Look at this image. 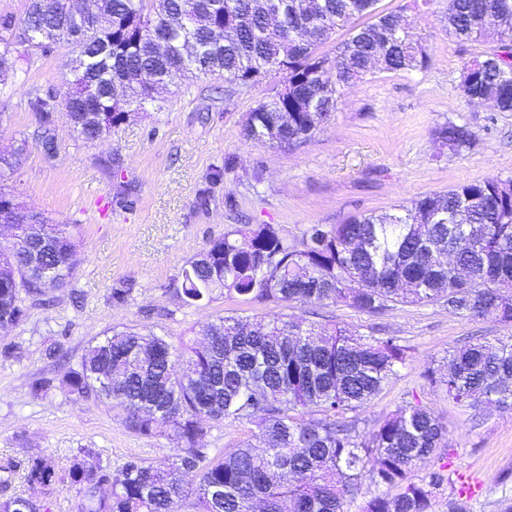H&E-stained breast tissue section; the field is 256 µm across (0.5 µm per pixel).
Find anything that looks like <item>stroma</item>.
<instances>
[{
    "instance_id": "stroma-1",
    "label": "stroma",
    "mask_w": 512,
    "mask_h": 512,
    "mask_svg": "<svg viewBox=\"0 0 512 512\" xmlns=\"http://www.w3.org/2000/svg\"><path fill=\"white\" fill-rule=\"evenodd\" d=\"M379 7L408 17L429 55L427 68L377 72L342 89L315 134L292 148L243 135L248 113L281 88L278 76L247 87L210 76L175 78L155 105L91 144L78 139L62 105L70 79L67 44L23 55L0 78V156L13 165L9 187L22 207L68 227L78 258L63 287L26 298L24 320L0 334V465H14L0 498L32 496L48 512H77L69 469L83 448L92 461L113 468L132 457L158 466L175 460L178 444L170 434H135L121 409L56 388L37 396L32 384L62 377L108 329L150 331L176 345L220 316L291 317L357 336L398 338L409 358L361 411L363 425L421 401L446 426L455 469L481 484L468 512H500V500L512 498V409L451 402L422 377L426 367H444L453 349L512 338V322L462 317L439 303L397 305L373 317L342 305L243 297L188 308L175 294L186 263L228 231L279 224L296 233L389 211L475 179L512 177V112L470 102L460 89L464 63L488 44L448 35L447 0H380ZM49 93L58 100L59 150L51 158L35 143L37 119L27 106L28 98ZM449 121L476 132L471 150L453 154L435 138ZM128 279L136 283L134 293L114 304L113 287ZM56 346L68 353L67 363L50 357ZM254 431L247 421H211L201 445L213 456ZM40 454L56 466L57 479L47 487L25 478L28 459Z\"/></svg>"
}]
</instances>
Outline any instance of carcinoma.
Returning a JSON list of instances; mask_svg holds the SVG:
<instances>
[{
	"instance_id": "carcinoma-1",
	"label": "carcinoma",
	"mask_w": 512,
	"mask_h": 512,
	"mask_svg": "<svg viewBox=\"0 0 512 512\" xmlns=\"http://www.w3.org/2000/svg\"><path fill=\"white\" fill-rule=\"evenodd\" d=\"M87 18L112 17V28L77 32L62 8L29 0L16 20V40L0 39V73L15 67L18 47L47 53L65 42L87 97L67 113L78 138L94 143L123 123L126 108L110 96L128 82L136 104L155 101L171 74L218 75L241 86L282 74L288 95L248 113L244 135L288 147L308 138L336 103L338 88L378 70L427 67L426 49L397 12L379 0H277L278 25H267L263 0H83ZM448 33L484 40L493 50L463 65L460 86L470 100H487L512 112V0H448ZM350 37L334 55L320 52L336 30ZM335 70L336 82L325 78ZM147 74L153 83L140 76ZM29 106L42 133L39 145L58 150L51 133L50 101ZM436 138L457 154L476 137L466 124L440 126ZM7 160L0 158V210L15 201L6 190ZM467 205L471 236L448 231L446 220ZM25 239L0 252V323L25 316L22 294H41L72 276L76 244L66 229L36 214ZM179 296L188 307L217 295L275 303L345 304L380 316L395 305L441 303L468 318L512 322V179H477L446 192L420 196L394 213H369L345 224H313L301 235L260 224L214 239L179 273ZM135 289L126 280L112 289L122 305ZM210 343L173 345L153 333L111 330L91 341L78 368L59 387L77 400L94 398L125 411L136 434L170 431L180 443L166 468L130 458L116 473L75 459L69 470L78 487V512H180L195 499L198 512H344L346 497L367 481L380 490L363 512H432L436 490L447 484L448 512H466L464 494L448 472L453 449L440 419L421 402H408L370 429L362 411L405 364L408 347L393 336L358 337L332 326L298 320H257L245 327L231 317L207 325ZM444 372L424 378L448 398L478 408H512V340L479 342L448 354ZM115 376L112 387L98 374ZM256 424V443L209 457L199 442L209 421ZM435 468L415 482L411 469ZM27 482L56 479L50 458L28 459ZM111 483L108 495L99 492ZM398 489L391 495L387 490ZM45 505L9 496L0 512H41Z\"/></svg>"
}]
</instances>
